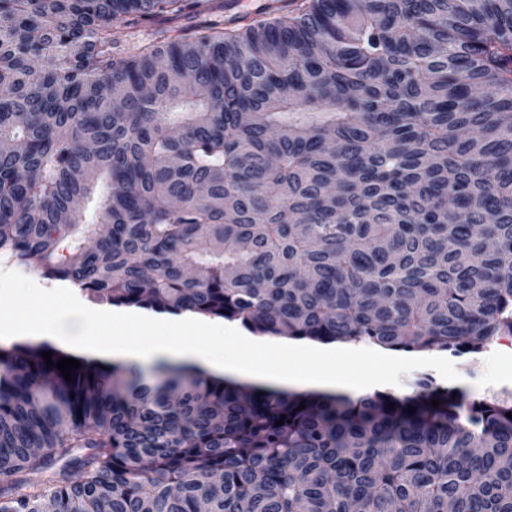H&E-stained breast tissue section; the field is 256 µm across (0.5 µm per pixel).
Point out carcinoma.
Returning <instances> with one entry per match:
<instances>
[{"label":"carcinoma","mask_w":512,"mask_h":512,"mask_svg":"<svg viewBox=\"0 0 512 512\" xmlns=\"http://www.w3.org/2000/svg\"><path fill=\"white\" fill-rule=\"evenodd\" d=\"M228 7L0 0V258L264 338L511 336L512 0ZM46 351L0 348V512H512V402ZM232 5L224 12V19L230 16H243L249 20L258 19L262 15L260 12L264 8L267 0H231Z\"/></svg>","instance_id":"carcinoma-1"}]
</instances>
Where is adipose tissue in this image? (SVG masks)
<instances>
[{
    "mask_svg": "<svg viewBox=\"0 0 512 512\" xmlns=\"http://www.w3.org/2000/svg\"><path fill=\"white\" fill-rule=\"evenodd\" d=\"M29 291L38 301L53 306L52 315L42 321L24 325L11 316L1 314L0 337L8 340L46 339L65 343L78 351L136 361L161 357L185 358L217 371L226 369L261 379L338 391L352 397L392 384L397 373L413 367L430 366L446 374L449 383L457 381L456 375L448 371L447 360L434 354L409 355L361 346L353 349V356L379 360L388 365L389 370L378 375L358 377L337 373L333 362L340 351L332 344L312 346L299 340L262 341L250 336L237 324H226L189 311L170 315L131 308L92 306L80 299L72 288L46 287L34 282L30 284ZM106 325L115 329L145 325L152 330L153 340L145 345L117 343L106 347L101 343L102 328ZM188 326L194 327L200 335L211 338V345H187L182 338V331ZM225 339L253 350V358L243 362L218 355L212 344ZM270 352L291 361V368L284 369L269 363L266 355ZM312 358L324 360L325 366L316 374L309 375L300 370L299 365Z\"/></svg>",
    "mask_w": 512,
    "mask_h": 512,
    "instance_id": "ef3b65f1",
    "label": "adipose tissue"
}]
</instances>
